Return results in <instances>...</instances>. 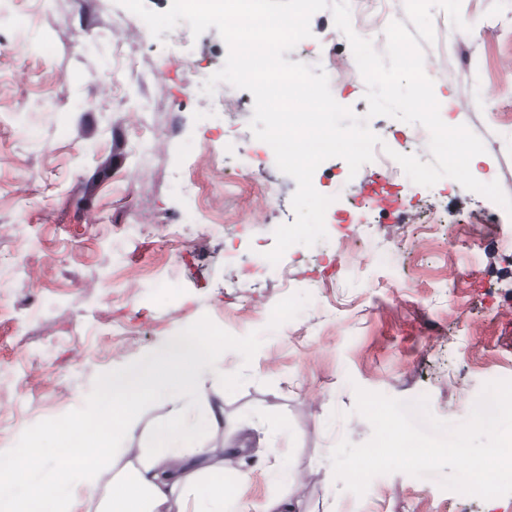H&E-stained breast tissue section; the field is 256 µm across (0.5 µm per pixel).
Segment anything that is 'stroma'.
I'll use <instances>...</instances> for the list:
<instances>
[{
	"label": "stroma",
	"instance_id": "35a3bbf8",
	"mask_svg": "<svg viewBox=\"0 0 512 512\" xmlns=\"http://www.w3.org/2000/svg\"><path fill=\"white\" fill-rule=\"evenodd\" d=\"M425 57L448 52V32L467 24L463 51L474 62L436 93L469 102L443 113L484 142L472 172L484 183H512V92L494 101L484 88L512 47V0H392ZM127 11L116 0H10L0 17V433L57 444L104 395V380L129 369L170 337L205 329L218 342L226 380L203 374L197 407L223 417L202 436L206 448L253 449L250 466L224 472V491L246 512H512V495L483 500L442 490L437 479L396 472L375 477L364 496L333 476L341 440L366 442L370 424L354 413L355 387L413 400L432 414L465 421L485 383L512 379V215L444 178L432 187L394 178L390 197L409 213L436 207L442 222L419 234L397 260L381 263L396 232L384 211L359 223L351 202L370 183L374 163L349 174L338 158L313 175L329 193L345 182L328 237L291 246L278 264L265 252L274 230L293 222V178L274 158L259 177L262 199L236 178L224 193L232 230L189 224L170 237L166 221L188 206L174 181L190 169L200 200L214 177L190 157L232 126L228 151L251 149L250 92L225 86L224 111L189 92L186 62L219 70L227 46L216 28L183 41L112 35ZM493 20L497 33L483 29ZM312 35L290 61L328 46L338 61L336 101L368 119L392 150L411 149V124L368 117L366 85L343 67L350 49L331 10L310 19ZM481 212L483 222L468 217ZM367 239L354 261L339 254L344 236ZM459 270L448 299L435 290L447 246ZM284 305L269 326L262 312Z\"/></svg>",
	"mask_w": 512,
	"mask_h": 512
}]
</instances>
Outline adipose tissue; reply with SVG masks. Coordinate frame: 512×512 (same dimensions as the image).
Instances as JSON below:
<instances>
[{
	"instance_id": "obj_1",
	"label": "adipose tissue",
	"mask_w": 512,
	"mask_h": 512,
	"mask_svg": "<svg viewBox=\"0 0 512 512\" xmlns=\"http://www.w3.org/2000/svg\"><path fill=\"white\" fill-rule=\"evenodd\" d=\"M223 374L213 340L194 330L175 337L136 367L112 374L92 417L59 434L60 445L28 444L21 457L0 467V512H80V495L96 499L94 512H171L176 499L193 500V512H239L224 494V463L199 445L212 426L197 413L196 380L203 372ZM162 398L170 416L151 434V452L119 448L120 436L138 428L136 410ZM135 463L116 470V463Z\"/></svg>"
}]
</instances>
